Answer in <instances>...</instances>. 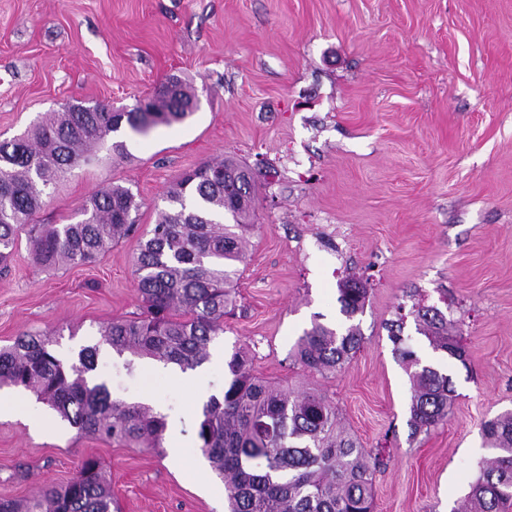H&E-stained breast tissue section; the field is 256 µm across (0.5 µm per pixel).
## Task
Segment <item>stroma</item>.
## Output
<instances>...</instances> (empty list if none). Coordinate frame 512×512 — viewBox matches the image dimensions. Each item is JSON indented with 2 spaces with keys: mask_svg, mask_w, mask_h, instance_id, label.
<instances>
[{
  "mask_svg": "<svg viewBox=\"0 0 512 512\" xmlns=\"http://www.w3.org/2000/svg\"><path fill=\"white\" fill-rule=\"evenodd\" d=\"M172 76L196 89L192 117L122 129L128 157L103 146L50 188L39 220L74 222L119 184L146 232L182 171L227 156L261 169L237 307L183 380L100 349L113 397L166 416L163 448L78 436L32 392L0 389L15 402L0 415V499L63 484L92 456L121 512H226L223 482L195 468L193 424L243 345L257 374L319 390L364 448H385L375 512H453L489 455L482 422L512 410V0H0V141L69 104L132 108ZM138 243L46 269L20 235L0 274V347L39 331L68 361L139 313ZM349 278L369 288L363 344L336 374L304 372L291 352L312 322L346 326L337 288ZM416 300L445 308L467 354L438 357L407 320L411 348L456 391L447 421L418 435L385 328Z\"/></svg>",
  "mask_w": 512,
  "mask_h": 512,
  "instance_id": "stroma-1",
  "label": "stroma"
}]
</instances>
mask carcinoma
Returning <instances> with one entry per match:
<instances>
[{
	"mask_svg": "<svg viewBox=\"0 0 512 512\" xmlns=\"http://www.w3.org/2000/svg\"><path fill=\"white\" fill-rule=\"evenodd\" d=\"M73 105L34 123L23 135L0 142V266L15 254L19 232L32 243L37 262L55 269L89 264L140 230V205L129 189L100 188L69 224H39L44 190L72 169L88 165L96 149L128 126L140 135L179 123L197 108L195 89L178 78L161 83L129 110ZM247 166L226 157L179 174L164 193L151 230L133 257L140 313L116 318L101 331L119 356L147 358L194 370L210 358L224 333V315L235 302L232 284L246 258L256 187ZM233 223H224L226 216ZM338 302L347 320L364 312L366 284L342 282ZM416 330L433 351L464 360L455 323L436 307L412 305ZM405 315L387 323L394 351L409 374V424L429 431L447 420L455 389L450 375L424 363L403 336ZM359 325L343 329L312 323L298 338L295 361L311 374H334L359 351ZM53 340L28 332L0 349V386L34 393L85 437L128 448H161L166 416L143 402L112 398L94 377L99 346L82 348L65 362ZM229 381L198 410V448L227 491L229 512H373L375 474L383 450L372 454L340 425L336 404L316 390L288 391L254 373L245 349L226 362ZM490 457L479 468L461 507L453 512H502L512 505V411L481 426ZM112 485L96 457L84 458L64 485H47L18 504L0 499V512H115Z\"/></svg>",
	"mask_w": 512,
	"mask_h": 512,
	"instance_id": "obj_1",
	"label": "carcinoma"
}]
</instances>
